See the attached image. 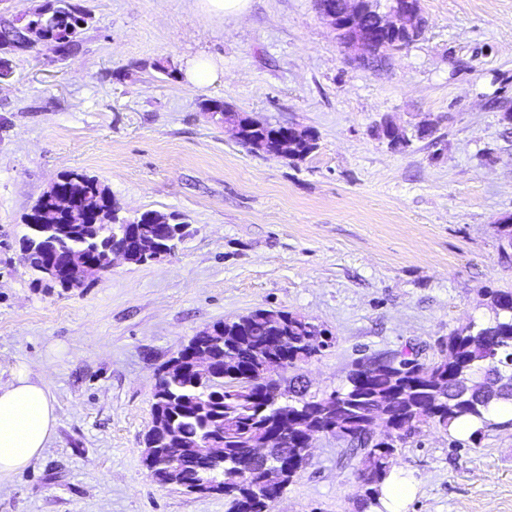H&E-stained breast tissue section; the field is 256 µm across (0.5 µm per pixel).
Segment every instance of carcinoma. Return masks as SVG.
Listing matches in <instances>:
<instances>
[{"instance_id": "1", "label": "carcinoma", "mask_w": 512, "mask_h": 512, "mask_svg": "<svg viewBox=\"0 0 512 512\" xmlns=\"http://www.w3.org/2000/svg\"><path fill=\"white\" fill-rule=\"evenodd\" d=\"M91 14L74 0H45L25 17L0 14V70L9 72L6 56L15 53L9 44L29 39L50 42L70 51L82 47ZM208 112L219 113L223 124L242 128L241 145L252 153H266L270 125L244 117L232 107L210 101ZM315 148V136L299 132L288 147V158L301 160ZM67 195L72 205L57 210L54 250L61 256L71 252H96L112 243L120 228L112 225L116 201L95 177L69 173L35 203L32 211L53 207L52 198ZM101 224L92 239L89 220ZM26 239L25 265L34 281H43L38 249L41 237L33 230ZM493 318L478 330L452 331L440 340L446 354L429 361L419 353L401 350L367 357L356 364L347 385L328 395L311 394L307 388H288V401L274 395L277 386L259 375V347L271 336L288 330V348L282 352L294 368L329 346L330 339L311 341L321 329L305 318L283 310L258 309L234 320L217 322L213 328L224 336V353L229 361L202 373L174 369L161 376L154 393L152 412L174 419L179 440L159 444L161 448H183L193 456L201 440L212 438L224 445V502L227 512H272L273 501L307 469L304 446L288 442L297 462L282 486L272 492L259 490V475L248 468L243 450L266 425L279 417L300 422L304 432L336 436L347 442L346 459H358V479L366 485L362 506L374 502L379 487L398 465L399 449L422 426L444 431L463 417L482 418L494 399L512 400V291L486 289ZM388 423L393 431L376 440L377 426Z\"/></svg>"}]
</instances>
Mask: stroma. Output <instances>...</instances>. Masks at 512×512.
Returning a JSON list of instances; mask_svg holds the SVG:
<instances>
[{
	"label": "stroma",
	"instance_id": "35a3bbf8",
	"mask_svg": "<svg viewBox=\"0 0 512 512\" xmlns=\"http://www.w3.org/2000/svg\"><path fill=\"white\" fill-rule=\"evenodd\" d=\"M81 3L77 53L11 55L0 82V382L28 365L57 417L44 452L0 479V512H225L141 462L162 368L196 333L257 309L301 315L332 343L296 373L329 393L380 352L440 357V337L490 318L483 289H512V0H421L425 32L380 71L347 62L316 0H250L237 19L196 0ZM200 54L224 64L207 87L185 76ZM209 100L316 147L249 152ZM386 119L408 147L388 144ZM71 172L129 213L178 215L189 236L77 288L34 282L26 217ZM345 448L319 437L274 512H364ZM399 462L417 488L407 512H512V425L460 440L426 427Z\"/></svg>",
	"mask_w": 512,
	"mask_h": 512
}]
</instances>
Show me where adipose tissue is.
<instances>
[{"mask_svg": "<svg viewBox=\"0 0 512 512\" xmlns=\"http://www.w3.org/2000/svg\"><path fill=\"white\" fill-rule=\"evenodd\" d=\"M55 399L34 378L29 367L18 365L7 383H0V477L25 470L47 447L56 427ZM416 486L399 469L392 470L380 488L372 512H405Z\"/></svg>", "mask_w": 512, "mask_h": 512, "instance_id": "obj_1", "label": "adipose tissue"}]
</instances>
